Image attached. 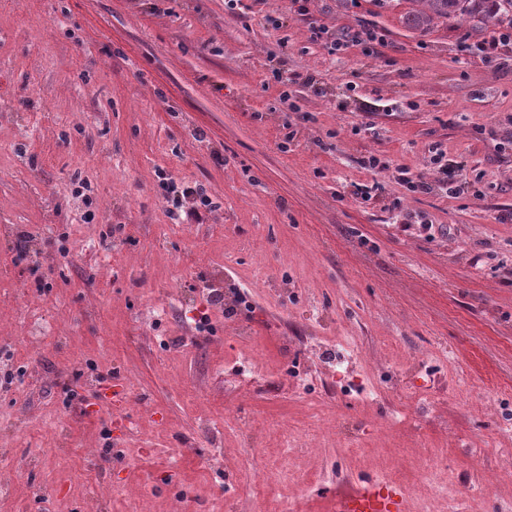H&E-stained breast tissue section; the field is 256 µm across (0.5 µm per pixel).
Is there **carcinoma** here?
I'll return each instance as SVG.
<instances>
[{
  "instance_id": "cac0c4a2",
  "label": "carcinoma",
  "mask_w": 512,
  "mask_h": 512,
  "mask_svg": "<svg viewBox=\"0 0 512 512\" xmlns=\"http://www.w3.org/2000/svg\"><path fill=\"white\" fill-rule=\"evenodd\" d=\"M408 27L426 32L439 22L466 21L475 27L512 24V0H409Z\"/></svg>"
}]
</instances>
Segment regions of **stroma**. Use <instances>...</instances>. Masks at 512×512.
I'll return each instance as SVG.
<instances>
[{"label":"stroma","mask_w":512,"mask_h":512,"mask_svg":"<svg viewBox=\"0 0 512 512\" xmlns=\"http://www.w3.org/2000/svg\"><path fill=\"white\" fill-rule=\"evenodd\" d=\"M307 8L0 0V512H512L500 29ZM337 512H403L405 496L401 491L384 493V484L368 482L336 501Z\"/></svg>","instance_id":"35a3bbf8"}]
</instances>
